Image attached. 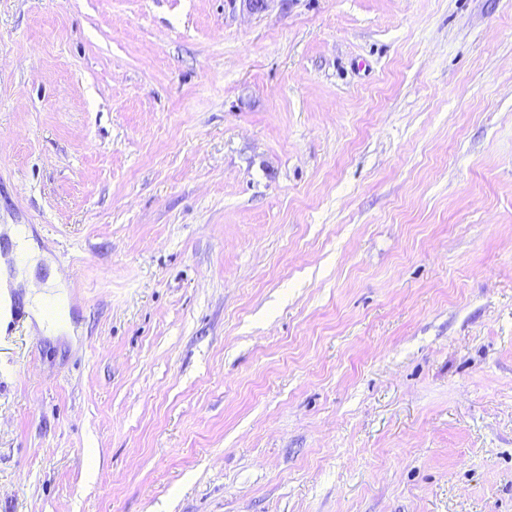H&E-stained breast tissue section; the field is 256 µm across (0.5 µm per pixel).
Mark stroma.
<instances>
[{"label": "stroma", "mask_w": 512, "mask_h": 512, "mask_svg": "<svg viewBox=\"0 0 512 512\" xmlns=\"http://www.w3.org/2000/svg\"><path fill=\"white\" fill-rule=\"evenodd\" d=\"M0 259V512H512V0H0ZM12 239L15 243L14 252L18 258V278H21L26 268L32 267L37 263L38 254L32 248L29 235L24 229H14ZM68 300V294L63 285L59 282L41 287L40 290L33 288L28 298V309L33 314L39 327L46 332L55 331L59 324V318H54L46 313L49 305L63 308Z\"/></svg>", "instance_id": "obj_1"}]
</instances>
